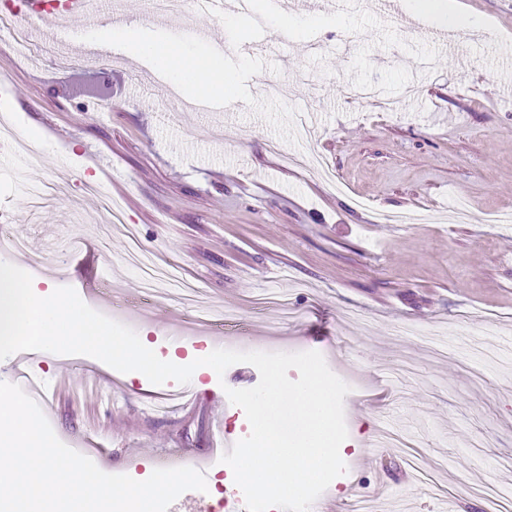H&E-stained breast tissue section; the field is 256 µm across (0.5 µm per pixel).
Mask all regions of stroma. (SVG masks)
I'll return each instance as SVG.
<instances>
[{"mask_svg":"<svg viewBox=\"0 0 512 512\" xmlns=\"http://www.w3.org/2000/svg\"><path fill=\"white\" fill-rule=\"evenodd\" d=\"M114 2L148 30L225 38L190 5L157 17L145 0ZM456 3L473 24L432 64L373 32L282 43L269 28L245 42L242 54L279 67L281 101L309 125L293 143L243 102L200 112L170 97L151 65L118 48L112 97L93 108V65L59 61L28 14L18 21L33 53L0 45V114L38 152L17 166L0 138V225L24 242L34 286L69 285L77 239L112 274L105 296L84 302L160 355L200 357L213 344L207 317L228 311L225 348L320 352L351 387L347 471L325 494L368 497L371 512H477L489 488L512 502V224L483 221L512 210V0ZM378 17L403 43H435V23L408 0ZM353 87L381 104L354 102ZM415 212L430 222L388 221ZM135 250L175 268L191 301L141 296ZM24 373L45 383L39 407L63 443L110 449L113 473L137 480L154 455L223 447L212 418L247 422L226 388L260 379L233 365L205 376L195 407L158 414L176 381L108 374L84 355L0 360V381Z\"/></svg>","mask_w":512,"mask_h":512,"instance_id":"35a3bbf8","label":"stroma"}]
</instances>
